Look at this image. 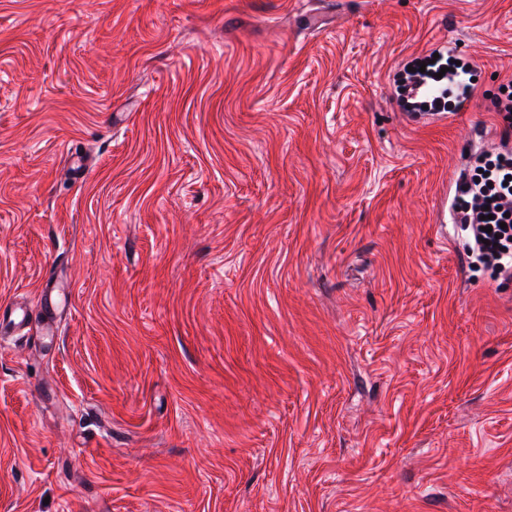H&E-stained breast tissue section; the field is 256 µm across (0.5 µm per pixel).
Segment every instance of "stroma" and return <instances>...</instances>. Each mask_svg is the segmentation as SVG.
<instances>
[{
  "instance_id": "1",
  "label": "stroma",
  "mask_w": 512,
  "mask_h": 512,
  "mask_svg": "<svg viewBox=\"0 0 512 512\" xmlns=\"http://www.w3.org/2000/svg\"><path fill=\"white\" fill-rule=\"evenodd\" d=\"M509 82L512 0H0V512H512V284L437 227Z\"/></svg>"
}]
</instances>
